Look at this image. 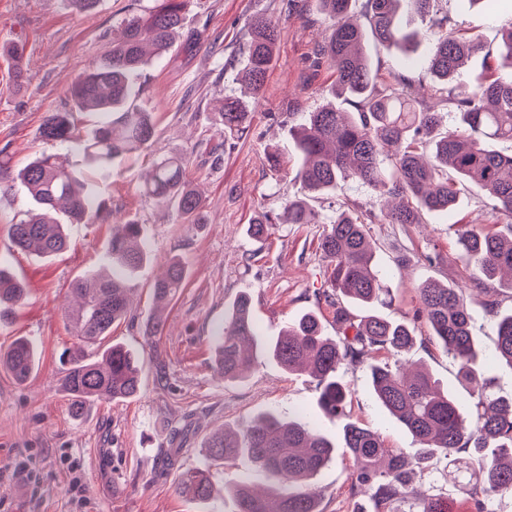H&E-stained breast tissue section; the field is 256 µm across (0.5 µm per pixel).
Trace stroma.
I'll list each match as a JSON object with an SVG mask.
<instances>
[{
	"label": "stroma",
	"instance_id": "1",
	"mask_svg": "<svg viewBox=\"0 0 512 512\" xmlns=\"http://www.w3.org/2000/svg\"><path fill=\"white\" fill-rule=\"evenodd\" d=\"M152 4L99 0L94 10L80 14L68 0H0V46L19 38L25 43L20 65L0 57V154L12 170L52 151V144L39 136L46 117L73 111L70 90L81 73L120 37L125 19ZM437 8L453 18L461 33L481 39L480 50L468 59L455 83L462 93L487 55L497 54L502 27L512 19V0H495L491 6L438 0ZM256 15L271 19L280 31L274 60L250 131L224 139L215 112L225 96L241 90L240 49ZM329 25V19L315 11L313 0H190L184 28L202 33L205 46L192 53L174 46L134 78L140 92L133 105L153 116L150 146L92 172L78 150L70 152L75 169L87 171L97 192L110 197L109 223L70 225L69 249L52 258L17 253L9 248L7 228L26 209L28 199L18 186L0 191V261L28 286L24 303L10 322L0 325V350L23 338L36 354V369L25 383L0 369V465L28 456L39 477L35 483L16 478L0 484V512H238L232 494L238 482L248 479L263 488L273 479L256 473L245 458L208 464L202 444L214 430L239 427L264 413L285 417L303 411L318 420L332 441L342 443L344 420L322 418L315 382L306 374L288 373L268 359L241 381L220 380L211 369L214 330L239 294L250 295L261 333L270 338L288 321L312 310L315 293L324 285L328 262L318 248L321 225L282 224L278 217L288 200L307 194L294 177L300 158L288 132L290 113L311 112L330 101L346 104L331 92V71L314 64V48ZM430 43V38H422L407 54L369 36L365 52L383 77L406 73L419 78ZM18 67L24 72L20 83L14 80ZM73 113L82 131L98 120L92 112ZM204 140L216 145L215 153L199 150ZM274 149L286 162L279 172L268 163ZM173 154L189 160L188 176L202 194L207 223H183L175 209L161 207L141 192L153 158ZM484 199L482 190L470 186L462 190L452 211L424 213L418 224L372 225L378 243L374 262L392 295L388 304H375L374 313L395 320L412 316L416 289L428 280L470 287L474 270L461 255L458 229L463 224L492 227ZM264 214L276 218L274 232L253 238L248 227ZM128 219L138 222L151 256L130 281L133 318L115 325L111 339L140 354L141 390L131 399L96 402L77 419L61 387L60 355L77 344L64 313L68 285L86 269L102 266L101 246L112 225ZM430 250L440 254L439 262L413 261L403 269L395 262L398 254ZM174 257L185 266L186 284L164 311L158 343L165 366L160 369L144 348L139 326L152 316V285ZM469 306L479 350L477 368L496 395L510 398L512 367L492 359L494 321L477 295H470ZM400 360L425 364L449 393L466 398L457 363L427 327H420L416 344ZM347 378L352 419L376 430L389 447H414L412 436L376 402L364 370L356 369ZM176 424L185 431L175 439L171 428ZM71 461L82 477L84 506L79 510L67 492L66 467ZM205 465L217 489L214 497L201 503L178 494L179 474ZM349 465L348 456L337 454L335 463L314 481L321 512H354L357 499L349 490ZM417 482L444 500L448 512H471L468 492L449 484L440 467L429 466Z\"/></svg>",
	"mask_w": 512,
	"mask_h": 512
}]
</instances>
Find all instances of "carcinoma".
Wrapping results in <instances>:
<instances>
[{"label":"carcinoma","mask_w":512,"mask_h":512,"mask_svg":"<svg viewBox=\"0 0 512 512\" xmlns=\"http://www.w3.org/2000/svg\"><path fill=\"white\" fill-rule=\"evenodd\" d=\"M404 1L435 36L427 61L435 81L430 101L415 96L414 81L406 76L380 86L362 52L368 31L375 40L404 50L417 42L420 30L406 31L399 25ZM154 2L148 12L125 20L122 39L112 42L102 62L72 89L76 107L99 113V123L75 141L72 113L53 112L45 119L43 139L61 150L41 153L17 173L30 207L8 226L14 251L56 256L68 248L66 225L96 224L110 214L106 202L70 167L72 144L97 167L150 145L153 118L132 107L139 92L132 77L149 64V51L160 57L182 35L186 49L201 45L198 34H183L188 0ZM317 2L320 12L333 21L318 42L317 59L336 75L333 94L354 98L355 111L342 112L326 103L303 113L301 123L291 128L303 158L296 177L308 196L288 200L282 223H314L311 202L331 195L338 181L346 178L398 200L384 212L386 224H419L426 211L453 210L466 183L487 193L486 206L493 217L512 218V155L493 149L498 141H512V74H501L503 68L512 71V20L495 67L474 76L469 93L460 97L451 84L480 42L455 31L448 14L434 10L435 0H363L358 18L352 15V0ZM251 28L242 75L256 103L264 93L278 29L262 17L254 18ZM251 103L224 97L218 111L219 134L243 135L250 127ZM443 109L454 113V124L448 127ZM142 192L161 206H174L185 224L208 223L183 155L155 159ZM371 223V212L359 213L343 204L324 220L319 249L329 268L325 288L317 291L316 299L333 308L338 338L325 335L321 316L311 311L285 325L279 336L262 339L251 298L241 295L215 332L212 369L226 381L240 380L267 358L290 372H305L317 381L322 415L336 418L349 416L346 374L363 368L378 404L412 435L417 447L390 448L378 432L348 421L343 441L353 461L348 476L352 490L370 492L373 512H400L396 505L410 501L416 508L408 512H447L441 499L410 484L411 472L435 459L444 463L449 481L468 488L473 512H495L497 499L512 496V399L492 393L489 382L473 367L474 317L464 290L436 280L423 283L416 288L417 306L408 321L369 312L388 293L374 265ZM459 245L476 270L473 283L484 296L482 306L495 319L494 357L512 367V309H502L497 289L490 286L506 274L512 287V224L498 232L466 225L459 231ZM105 252L109 264L75 278L69 288L76 306L67 310V319L79 344L69 352L61 387L75 418L83 417L95 401L132 398L141 386L137 355L119 343L101 347L113 325L129 317V280L148 256L139 224L129 221L112 227ZM184 281L183 263L169 260L153 284L154 298L172 300ZM25 298L24 282L0 265L1 324ZM420 324L458 363L461 379L470 386L469 409L445 393L421 365L378 359L382 351L397 356L411 349ZM163 326L154 314L142 328L148 350L156 347ZM34 364V350L24 340L0 352V369L19 383L27 381ZM203 448L212 462L228 463L245 455L257 471L277 478L278 485L263 490L250 481L237 484L233 493L238 512H319L310 481L336 458L330 439L301 415L286 421L273 413L260 415L243 428L211 433ZM176 489L199 502L209 500L210 469L181 474Z\"/></svg>","instance_id":"carcinoma-1"}]
</instances>
